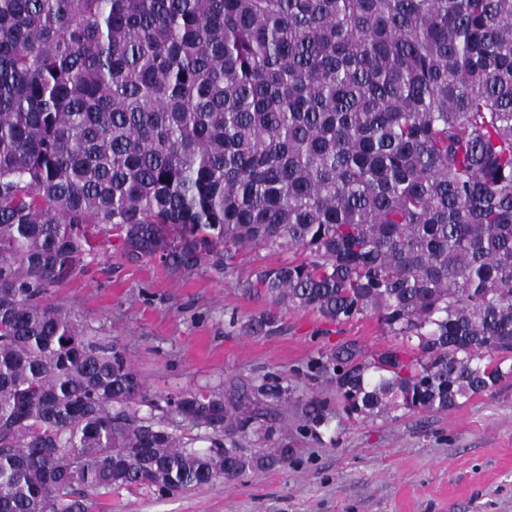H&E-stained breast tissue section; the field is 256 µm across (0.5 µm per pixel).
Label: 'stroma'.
<instances>
[{"label": "stroma", "mask_w": 512, "mask_h": 512, "mask_svg": "<svg viewBox=\"0 0 512 512\" xmlns=\"http://www.w3.org/2000/svg\"><path fill=\"white\" fill-rule=\"evenodd\" d=\"M289 256L256 249L231 267L184 273L128 260L101 233L80 270L50 289L53 302L119 338L147 385L140 414L175 392L288 378L287 404L269 414L272 436L237 440L293 449L288 464L168 496L115 492L93 512H512V376L443 412L345 413L313 362L345 342L370 354L393 340L375 317L336 325L255 288L258 271Z\"/></svg>", "instance_id": "1"}]
</instances>
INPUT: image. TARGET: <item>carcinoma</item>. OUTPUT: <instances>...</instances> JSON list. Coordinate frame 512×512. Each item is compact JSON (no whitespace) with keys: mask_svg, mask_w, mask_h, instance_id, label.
<instances>
[{"mask_svg":"<svg viewBox=\"0 0 512 512\" xmlns=\"http://www.w3.org/2000/svg\"><path fill=\"white\" fill-rule=\"evenodd\" d=\"M98 226L185 272L301 251L257 272L273 301L373 314L412 352L328 355L350 413L492 390L512 374V0H0V512L288 461L235 444L283 376L143 417L118 337L46 301Z\"/></svg>","mask_w":512,"mask_h":512,"instance_id":"obj_1","label":"carcinoma"}]
</instances>
